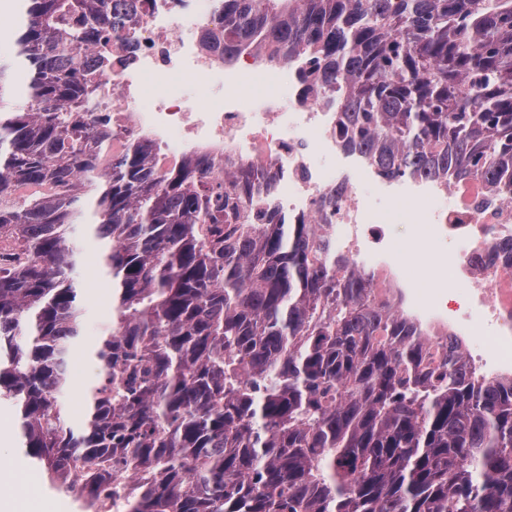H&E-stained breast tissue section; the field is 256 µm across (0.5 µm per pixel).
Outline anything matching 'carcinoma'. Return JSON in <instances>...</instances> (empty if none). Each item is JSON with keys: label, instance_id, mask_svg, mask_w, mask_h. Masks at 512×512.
Returning <instances> with one entry per match:
<instances>
[{"label": "carcinoma", "instance_id": "1", "mask_svg": "<svg viewBox=\"0 0 512 512\" xmlns=\"http://www.w3.org/2000/svg\"><path fill=\"white\" fill-rule=\"evenodd\" d=\"M25 104L0 111V400L24 455L96 512H512V387L476 382L340 274L309 224L237 223L245 197L112 131L79 57L111 0H21ZM224 62L304 49L344 147L384 173L512 194V0H223ZM0 62V108L12 94ZM88 218L112 330L83 421L63 401Z\"/></svg>", "mask_w": 512, "mask_h": 512}]
</instances>
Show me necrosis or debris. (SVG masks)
Masks as SVG:
<instances>
[{
	"label": "necrosis or debris",
	"mask_w": 512,
	"mask_h": 512,
	"mask_svg": "<svg viewBox=\"0 0 512 512\" xmlns=\"http://www.w3.org/2000/svg\"><path fill=\"white\" fill-rule=\"evenodd\" d=\"M221 0H135L130 37L87 105L114 136L144 140L155 167L192 158L210 176L249 170L254 223L311 224L438 357L512 381V197L476 182L389 177L339 138L336 95L299 78L306 56L272 47L225 63ZM407 227L397 236L394 225Z\"/></svg>",
	"instance_id": "obj_1"
}]
</instances>
